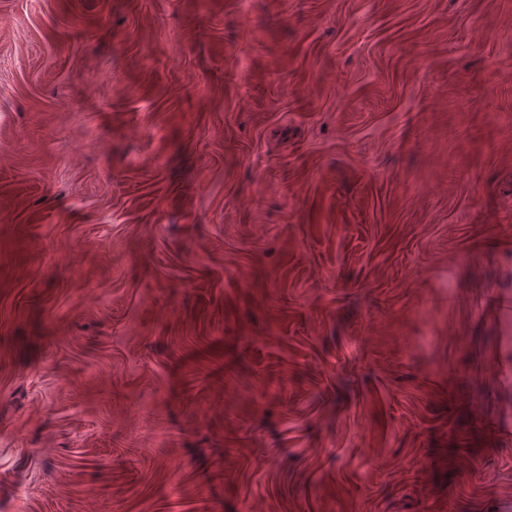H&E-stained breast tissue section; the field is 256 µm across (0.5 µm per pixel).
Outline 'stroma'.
Segmentation results:
<instances>
[{
  "label": "stroma",
  "instance_id": "obj_1",
  "mask_svg": "<svg viewBox=\"0 0 512 512\" xmlns=\"http://www.w3.org/2000/svg\"><path fill=\"white\" fill-rule=\"evenodd\" d=\"M511 334L512 0H0V512H503Z\"/></svg>",
  "mask_w": 512,
  "mask_h": 512
}]
</instances>
